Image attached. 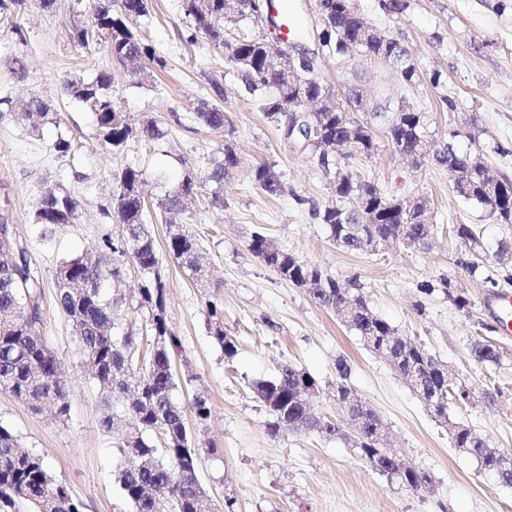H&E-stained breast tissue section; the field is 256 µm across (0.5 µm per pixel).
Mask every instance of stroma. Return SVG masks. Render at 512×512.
<instances>
[{
	"label": "stroma",
	"instance_id": "stroma-1",
	"mask_svg": "<svg viewBox=\"0 0 512 512\" xmlns=\"http://www.w3.org/2000/svg\"><path fill=\"white\" fill-rule=\"evenodd\" d=\"M400 19L382 14L378 0H354L358 13L392 34L410 53L421 79L404 88L385 64L360 60L357 83L385 89L391 104L407 100L429 119L434 140L453 141L461 152L480 154L491 174L512 179V0H408ZM91 22L86 0H58L43 10L27 0L21 13L0 14V96L33 94L50 105L54 121L32 134L13 115L0 117V204L8 203L19 240L44 288L42 334L59 358L71 388V414L56 419L50 410L32 411L0 389V424L10 427L23 449L41 455L53 474L82 501L83 512H133L115 471L119 439L99 426L101 409L95 383L80 363L70 321L56 305V268L66 257L98 247L119 224L102 213L116 188L113 176L125 166L144 171L148 206L174 189L182 161L196 170L222 157L232 140L241 164L224 183V205L210 192L192 206L191 228L201 245L208 279L187 276L170 257L167 227L155 226V245L167 279L169 319L181 342L176 361V399L188 403L204 392L211 404L205 426L191 432L203 451L199 474L217 512L225 498L237 512H512V487L501 485L478 462L453 448L446 428L427 413L414 391L381 358L365 350L332 311L318 307L306 291L283 279L248 251L253 231L277 246L320 265L346 281L356 279L370 309L399 334L423 343L447 362L459 380L475 389L499 386L496 405L476 401L450 406L452 417L512 448V339L494 332L487 304L491 292L481 277L455 263L456 244L439 233L430 250L378 247L372 252L337 248L324 225L313 220L310 203L330 201L329 180L308 151L294 148L259 112L232 68L206 39L184 42L187 20L181 0H150V12L137 30L166 57L157 76L128 72L112 62L105 45L76 47L73 27ZM24 74H16L15 60ZM104 68L115 76L113 94L131 122L155 120L166 135L158 142L130 138L112 155L98 137L94 112L61 91L65 79L93 81ZM224 87L220 105L232 136L197 122L198 106L209 101L210 82ZM449 97L454 110L440 107ZM70 139L65 155L51 148L57 136ZM268 162L281 172L285 194L270 198L249 177L252 165ZM388 194L428 196L437 224H471L489 249L512 240V225L500 224L485 209L456 195L447 169L430 163L413 167L388 143L356 166ZM57 187L79 203L75 223L57 228L44 243L33 214L45 189ZM448 276L470 301L458 308L442 292L425 296L420 282ZM224 307V330L237 340L233 359L211 336L206 303ZM502 350L496 365H480L471 347L482 327ZM346 359L350 384L381 417L395 448L433 477L430 488L412 491L362 460L344 440L267 431L268 415L251 390L254 381L276 375L289 363L308 372L318 391L316 412L336 414L333 399L336 362Z\"/></svg>",
	"mask_w": 512,
	"mask_h": 512
}]
</instances>
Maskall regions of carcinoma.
<instances>
[{
  "mask_svg": "<svg viewBox=\"0 0 512 512\" xmlns=\"http://www.w3.org/2000/svg\"><path fill=\"white\" fill-rule=\"evenodd\" d=\"M408 0H379L380 10L398 19ZM188 18L190 42L207 39L238 72L245 91L259 103L271 122L283 127L288 113L312 104L316 135L307 150L320 170L330 177L331 201L311 207V215L325 225L331 240L348 251H374L388 242L406 249L425 251L435 237L437 225L428 221L429 199L425 196L394 197L381 191L377 183L355 175L352 163L373 157L383 133L396 152L420 164L431 160L442 167L467 171L466 183L454 192L485 208L503 224H512V180L492 181L481 159L461 153L451 144L439 146L428 135L426 113L402 106L392 109L372 98L361 99L346 85L348 63L364 58L382 62L394 69L400 83L410 87L420 81L416 67L407 62V53L395 38L368 24L354 9L351 0H315L318 20L314 37L318 49L309 59H295L277 68L270 62L272 43L264 32H240L245 22L278 27L272 3L263 0H182ZM149 0H91V25L76 27L72 41L87 46L93 40L107 45L112 59L127 66L151 71L163 70L166 59L144 42L137 32L138 20L147 15ZM335 57L336 78L324 71L326 59ZM114 76L102 70L96 80L83 83L67 79L63 90L88 105L96 115L99 137L113 154L123 152L128 140L138 135L145 141L162 136L156 121L147 119L132 126L112 95ZM357 111L361 118L351 116ZM196 118L211 129L229 128L224 111L203 104ZM21 119L37 133L52 121L48 104L33 94L24 106ZM238 167L233 143L224 145L223 158L204 172L185 169L176 189L156 203L155 217H149L143 172L127 166L115 174L117 190L103 209L118 219L122 233L106 237L98 249L63 259L57 266L56 303L72 324L81 364L101 393L103 431L121 434V462L116 481L134 512H157V501L168 500L171 512H204L210 497L200 482V449L191 445L187 417L202 425L211 415L204 393H196L188 405L176 401L178 384L174 364L181 349L178 336L169 324L166 309L165 274L157 255L151 225L157 219L168 229L167 247L174 261L189 275L205 278L197 263L199 239L186 219V201L199 191L213 187L212 199H224V180ZM253 184L268 197L285 193V183L274 165L264 162L250 171ZM79 203L59 189L43 192L34 212L33 223L41 226V238L50 243L56 228L73 222ZM12 219L8 206L0 208V386L34 410L46 404L57 418L70 411L69 386L60 362L41 334L44 289L30 268L26 248L16 236L4 231ZM449 235L457 243L455 263L474 275L479 273L492 286H499V269L512 260V244L503 243L493 261L480 263L484 246L470 224H453ZM247 249L264 258L294 285L307 289L316 305L327 310L346 307L345 324L373 354L389 362L402 380L416 372L421 387L415 390L428 412L448 427L453 447L467 449L480 466L495 474L504 486H512V461L486 436L471 426L448 416V404L467 406L476 394L468 385H448L452 371L425 346L396 330L375 315L365 298L354 287L346 288L319 265L303 260L277 247L261 232L252 233ZM141 272L136 288L138 307L145 313V334L126 331L116 336L124 320L123 301L105 296L103 289L121 281L127 264ZM441 290L459 308L469 299L444 276L424 281L418 291L429 295ZM212 335L234 358L237 345L224 333L223 311L219 303L208 301ZM472 357L481 365H497L502 360L499 346L485 337L472 346ZM351 368L343 358L336 363L335 396L338 401L362 403L348 382ZM316 389L315 380L297 367L281 366L275 377L255 381L252 391L269 411V432H306L331 438L339 435L336 421L310 411L307 395ZM132 393L119 413L113 401ZM381 418L366 412L360 422V439L354 451L380 474L396 476L401 483L419 490L433 482L426 470L392 461L391 445L383 442ZM31 512H82V503L67 485L58 481L43 458L20 449L17 436L0 425V512H18L20 503Z\"/></svg>",
  "mask_w": 512,
  "mask_h": 512,
  "instance_id": "obj_1",
  "label": "carcinoma"
}]
</instances>
